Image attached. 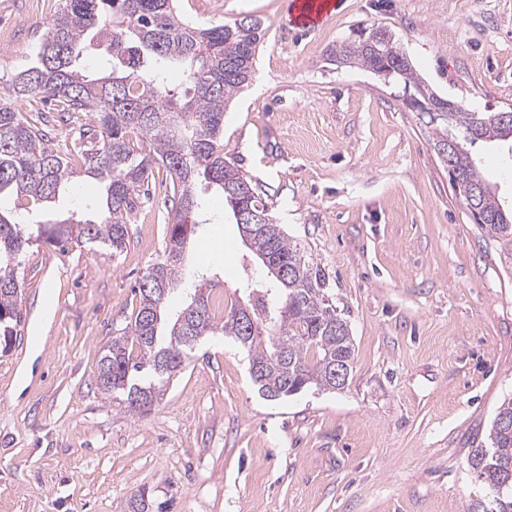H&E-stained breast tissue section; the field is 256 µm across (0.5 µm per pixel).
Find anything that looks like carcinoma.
<instances>
[{
  "label": "carcinoma",
  "mask_w": 512,
  "mask_h": 512,
  "mask_svg": "<svg viewBox=\"0 0 512 512\" xmlns=\"http://www.w3.org/2000/svg\"><path fill=\"white\" fill-rule=\"evenodd\" d=\"M261 32V21L249 16L196 27L175 0H60L36 63L0 74V197L13 195L15 206L0 209V342L9 345L21 324L18 269L25 254L72 240L122 251L141 188L162 170L173 186L165 255L139 284L128 325L99 358V390L130 411L152 406L200 338L216 331L250 337L252 360L262 364L253 382L272 400L312 388L343 389L333 372L338 360L353 369L348 324L330 301L321 270L271 219L256 245L288 266L286 279L267 268L261 276H246V303L232 305L218 319L209 302L213 284L203 277L194 289L196 307L184 306L181 319L165 316L168 295L160 282L174 286L182 280V253L199 216L198 183L222 197L232 217L249 207L269 210L258 186L224 158L222 143L224 111L254 71ZM90 52L107 58V74L90 76L81 69ZM330 56L375 74L387 69L389 80L432 94L384 28L337 43ZM171 71L186 85L181 100L168 86ZM39 94L52 98L58 123L89 116L62 151L47 145L48 120L29 119L18 108ZM427 125L433 145L445 138L456 144L450 164L467 184L462 202L478 212L480 228L512 259V209L488 187L470 151L479 143L512 140V112L481 115L460 108L436 114ZM77 164L104 187L98 218L35 219L77 175ZM467 463L484 492L467 512H512V398L500 404Z\"/></svg>",
  "instance_id": "1"
}]
</instances>
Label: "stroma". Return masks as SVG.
<instances>
[{
    "label": "stroma",
    "instance_id": "stroma-1",
    "mask_svg": "<svg viewBox=\"0 0 512 512\" xmlns=\"http://www.w3.org/2000/svg\"><path fill=\"white\" fill-rule=\"evenodd\" d=\"M196 25L259 18L251 86L226 107L224 156L325 273L349 325L353 372L336 392L262 395L247 348L195 345L163 396L129 412L97 364L166 248L164 175L140 195L123 251L72 242L22 260L20 334L0 352V512H465L467 465L512 395V262L455 194L400 87L331 62L360 28L389 30L437 94L471 112L512 107V0H336L298 27L289 0H178ZM59 0H0V72L36 59ZM505 143L472 153L512 206ZM169 311L197 274L229 311L242 244L223 200L202 194Z\"/></svg>",
    "mask_w": 512,
    "mask_h": 512
}]
</instances>
